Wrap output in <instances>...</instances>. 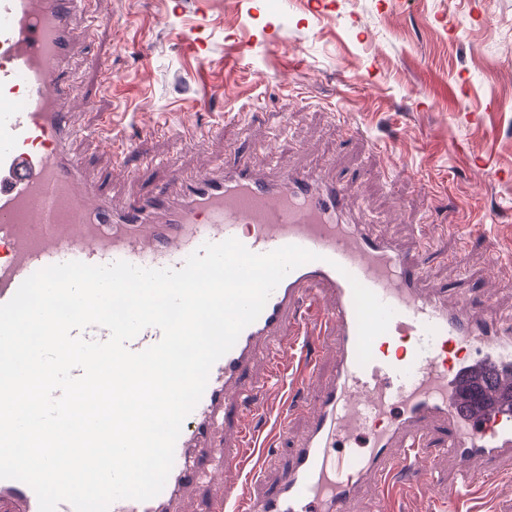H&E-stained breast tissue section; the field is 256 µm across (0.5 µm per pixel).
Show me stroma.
I'll return each mask as SVG.
<instances>
[{
  "label": "stroma",
  "mask_w": 512,
  "mask_h": 512,
  "mask_svg": "<svg viewBox=\"0 0 512 512\" xmlns=\"http://www.w3.org/2000/svg\"><path fill=\"white\" fill-rule=\"evenodd\" d=\"M96 13L70 62L92 99L74 118L137 145L121 171L95 139L73 150L114 205L245 149L267 169L269 143L280 167L341 180L379 234L434 240L429 283L485 294L512 324V0H97ZM187 122L197 144L172 135ZM435 469L444 485L455 466ZM437 485L387 512H433ZM457 509L512 512V477Z\"/></svg>",
  "instance_id": "35a3bbf8"
}]
</instances>
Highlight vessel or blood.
I'll use <instances>...</instances> for the list:
<instances>
[{"mask_svg":"<svg viewBox=\"0 0 512 512\" xmlns=\"http://www.w3.org/2000/svg\"><path fill=\"white\" fill-rule=\"evenodd\" d=\"M91 12L92 0H0V304L34 272L68 261L179 269L204 243L230 238L257 254L297 245L317 255L287 274L212 366L163 490L115 500L109 512H178L208 475L204 453L222 449L234 473L250 455L271 460L299 410L308 424L274 490L225 483V512H349L370 481L382 504L397 476L431 482L441 449L456 464L439 492L448 503L496 480V462L512 459V329L484 317L482 297L452 304L447 289L427 286L429 249L356 223L340 183L261 173L243 155L218 172H180L179 193L165 187L113 207L70 149L69 108L81 88L66 61L81 39L74 17ZM96 136L115 158L132 149L111 125ZM327 343L336 363L319 383L315 354ZM261 358L290 395L267 438L252 427L267 410L249 379ZM434 423L446 432L438 449L427 432ZM221 429L235 432L234 444L217 446ZM0 512H39L34 490L0 479Z\"/></svg>","mask_w":512,"mask_h":512,"instance_id":"1","label":"vessel or blood"}]
</instances>
